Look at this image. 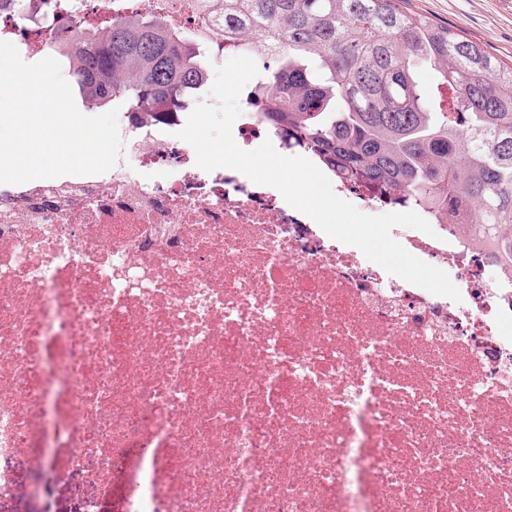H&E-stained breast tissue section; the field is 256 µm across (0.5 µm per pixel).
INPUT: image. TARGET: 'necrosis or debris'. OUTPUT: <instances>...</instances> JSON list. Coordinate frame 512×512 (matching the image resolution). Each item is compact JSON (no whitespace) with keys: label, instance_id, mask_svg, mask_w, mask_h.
<instances>
[{"label":"necrosis or debris","instance_id":"necrosis-or-debris-1","mask_svg":"<svg viewBox=\"0 0 512 512\" xmlns=\"http://www.w3.org/2000/svg\"><path fill=\"white\" fill-rule=\"evenodd\" d=\"M113 0L0 10L32 63ZM169 25L212 54L197 0ZM94 175L0 184V512H512V277L397 227L462 300L387 273L270 185L133 116ZM75 489L72 486H51L47 488L42 502L22 498L19 507L24 512H74Z\"/></svg>","mask_w":512,"mask_h":512}]
</instances>
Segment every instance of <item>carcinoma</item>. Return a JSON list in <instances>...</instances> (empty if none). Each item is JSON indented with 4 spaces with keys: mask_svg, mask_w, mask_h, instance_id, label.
I'll return each instance as SVG.
<instances>
[{
    "mask_svg": "<svg viewBox=\"0 0 512 512\" xmlns=\"http://www.w3.org/2000/svg\"><path fill=\"white\" fill-rule=\"evenodd\" d=\"M224 44L275 59L258 117L341 180L459 227L512 272V65L406 0H200ZM83 101L186 107L203 55L154 14L115 13L67 39Z\"/></svg>",
    "mask_w": 512,
    "mask_h": 512,
    "instance_id": "carcinoma-1",
    "label": "carcinoma"
}]
</instances>
